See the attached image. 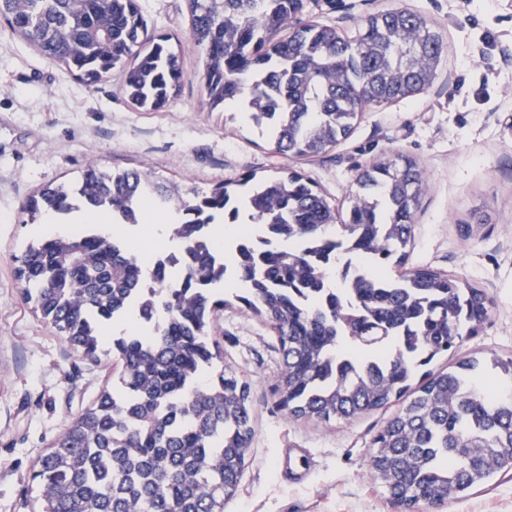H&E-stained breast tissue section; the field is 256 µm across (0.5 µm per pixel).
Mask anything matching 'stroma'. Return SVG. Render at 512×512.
<instances>
[{
	"instance_id": "1",
	"label": "stroma",
	"mask_w": 512,
	"mask_h": 512,
	"mask_svg": "<svg viewBox=\"0 0 512 512\" xmlns=\"http://www.w3.org/2000/svg\"><path fill=\"white\" fill-rule=\"evenodd\" d=\"M139 4L183 64L180 93L159 112L134 109L117 78L84 86L0 23V512H34L35 461L120 369L108 350L97 362L82 359L22 299L14 278L23 246L41 231L24 221L26 199L75 181L91 161L106 170L140 165L187 188L295 170L343 213L359 169L401 153L419 164L426 183L406 270L439 269L491 300L479 332L441 365L461 355L512 354V0H307V17L350 36L364 16L401 5L433 24L446 46L426 92L366 107L347 140L309 159L276 153L241 107L211 111L186 0ZM464 224L474 225L471 236H462ZM233 296L225 290L218 337L225 364L250 384L254 436L224 512H402L370 472L371 440L390 411L330 424L278 411L271 394L277 339ZM288 448L305 451L303 480L279 470ZM415 512H512V472L462 499L419 503Z\"/></svg>"
}]
</instances>
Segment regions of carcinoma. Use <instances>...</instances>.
<instances>
[{"label":"carcinoma","mask_w":512,"mask_h":512,"mask_svg":"<svg viewBox=\"0 0 512 512\" xmlns=\"http://www.w3.org/2000/svg\"><path fill=\"white\" fill-rule=\"evenodd\" d=\"M189 36L204 56L211 109L241 102L249 124L286 156L327 154L372 104L413 98L433 83L442 37L403 6L365 17L353 37L313 20L305 0H186ZM0 21L45 59L87 84L121 72L139 109L158 112L181 88L180 56L148 31L138 0H0ZM219 182L206 190L145 170L88 165L73 185L46 186L23 206L26 223L74 233L33 240L18 258L25 300L86 359L106 329L132 314L140 332L112 340L115 387L76 414L31 470L35 512H224L253 438L251 388L214 336L232 272L237 296L277 337V409L316 423L349 422L401 401L372 438L371 474L399 505L454 500L512 471V356L491 353L429 370L487 320V294L430 267L392 275L413 238L423 192L415 161L386 154L359 170L345 220L304 175ZM196 212L242 231L235 261L198 252L177 280L152 270L137 241L103 232L97 214L145 205ZM197 224L174 236L191 245ZM338 269L339 283L328 282Z\"/></svg>","instance_id":"1"}]
</instances>
